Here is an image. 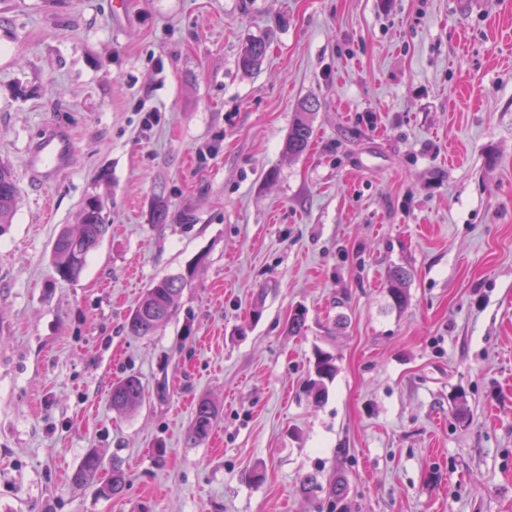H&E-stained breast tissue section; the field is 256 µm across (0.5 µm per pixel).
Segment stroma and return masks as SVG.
Masks as SVG:
<instances>
[{
	"label": "stroma",
	"mask_w": 512,
	"mask_h": 512,
	"mask_svg": "<svg viewBox=\"0 0 512 512\" xmlns=\"http://www.w3.org/2000/svg\"><path fill=\"white\" fill-rule=\"evenodd\" d=\"M51 126L74 154L45 186ZM0 161V512H328L337 477L352 512H512V0H0ZM91 197L109 228L67 282L53 244ZM180 275L175 316L129 334ZM129 375L134 411L111 400ZM268 41L265 39L251 40L242 51L238 64L244 70L254 69L265 57ZM315 101H306L303 106V112H300V116L297 117L288 133L287 149L288 153L292 155L303 154L308 146L311 139L312 128L308 120L307 114L313 111ZM73 155V143L63 131L49 127L33 144L30 172L35 180L48 181L64 169ZM18 204L16 177L9 166L0 163V227L2 224H11ZM409 277L406 270L401 267H395L389 275L388 294L395 306L401 307L406 300L404 285ZM185 285V277L175 276L163 278L148 288L126 321L127 331L135 336H149L170 320ZM314 374L316 379L312 380L311 388L319 391L324 380H332L336 375L334 358L318 350L315 354ZM145 385L137 376H129L112 386V405L118 409L134 411L145 400ZM217 419V411L208 400H200L194 410L188 438L194 443L207 439ZM102 467V459L100 455L94 451L89 450L80 463V466L75 470L72 480L76 486H81L85 481L100 470Z\"/></svg>",
	"instance_id": "35a3bbf8"
}]
</instances>
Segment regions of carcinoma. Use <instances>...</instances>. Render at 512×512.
<instances>
[{"label": "carcinoma", "mask_w": 512, "mask_h": 512, "mask_svg": "<svg viewBox=\"0 0 512 512\" xmlns=\"http://www.w3.org/2000/svg\"><path fill=\"white\" fill-rule=\"evenodd\" d=\"M268 41L254 39L242 51L238 64L245 70L255 68L265 57ZM315 103L306 101L303 112L297 117L288 133L287 149L292 155L303 154L311 139L312 128L308 114L313 111ZM19 204V189L16 177L7 165L0 163V225L9 224ZM105 204L97 198L88 199L82 210L81 224L76 228H64L60 231L53 245V264L57 275L64 281H72L82 273L87 257L100 243L107 231L103 211ZM409 277L401 267L394 268L389 275L388 294L393 303L400 307L405 303L404 285ZM186 285L182 276L166 277L147 289L136 308L130 313L125 327L135 336H148L160 325L170 320L176 312L177 300ZM315 379L311 388L321 389L326 380L336 375L335 360L332 356L317 351L314 362ZM112 405L118 409L134 411L145 400V385L137 376H129L112 386ZM217 419V411L211 402L202 399L194 410L188 438L200 443L207 439ZM102 459L94 451H88L80 466L75 470L72 480L77 486L100 470ZM127 482L125 472L117 465L112 466L107 483L100 493L118 499L122 496ZM346 488L342 480L336 479L331 484L330 512H348L345 503Z\"/></svg>", "instance_id": "1"}]
</instances>
